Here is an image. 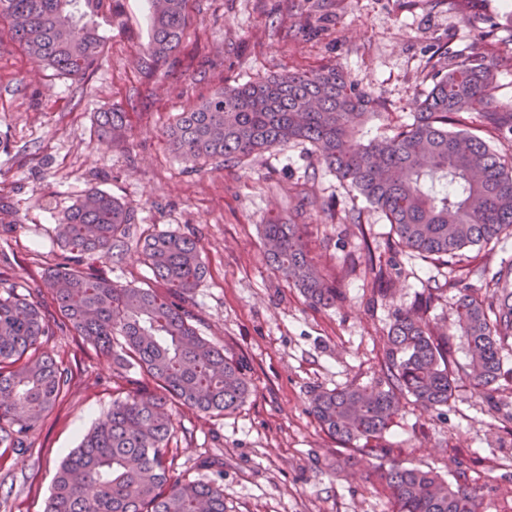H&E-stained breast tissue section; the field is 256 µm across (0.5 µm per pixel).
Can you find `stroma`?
<instances>
[{
  "label": "stroma",
  "instance_id": "1",
  "mask_svg": "<svg viewBox=\"0 0 512 512\" xmlns=\"http://www.w3.org/2000/svg\"><path fill=\"white\" fill-rule=\"evenodd\" d=\"M190 15L181 52L152 78L136 65L151 37L143 0H127L119 22L100 17L102 65L80 81L34 71L20 48L0 43V213L9 215L0 220V271L36 291L57 249L55 225L92 187L138 207L135 237L195 238L207 269L195 290L199 331L243 364L253 393L230 415L177 410V471L223 473L227 512H391L371 459L322 431L309 393L378 380L388 328L423 288L438 291L428 318L451 328L463 289L485 293L472 269L512 263V235L444 265L398 245L384 215L310 143L194 166L164 132L219 86L336 64L383 99L384 111L356 131L380 140L412 123L440 47L495 58L496 97L512 104V0H481L475 10L468 0L454 9L446 0H190ZM115 105L132 110L127 139L99 142L98 114ZM302 192L318 208L298 210ZM352 211L361 226L345 223ZM274 221L308 225L309 255L341 293L335 307L312 306L267 266L263 227ZM371 256L384 268L373 286L357 272ZM95 265L122 283L152 276L132 246ZM48 346L69 366L71 392L27 452L0 448V512H44L62 457L129 386L111 356L72 331ZM504 367L492 388L459 381L447 406L403 404L383 440L405 465L475 483L478 512H512V352Z\"/></svg>",
  "mask_w": 512,
  "mask_h": 512
}]
</instances>
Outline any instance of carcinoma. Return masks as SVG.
<instances>
[{"mask_svg":"<svg viewBox=\"0 0 512 512\" xmlns=\"http://www.w3.org/2000/svg\"><path fill=\"white\" fill-rule=\"evenodd\" d=\"M188 0H164L149 11L151 39L138 59L153 76L172 63L189 22ZM123 0H0V21L10 40L37 65L80 80L101 65L104 35L92 18L112 20ZM498 64L471 54L436 73L420 98L414 121L392 137L367 142L355 129L384 103L358 88L337 65L315 73H285L242 85L220 86L179 115L164 132L182 160L240 161L292 142H308L343 183L384 214L398 244L424 257H453L512 231V155L497 152L469 130L472 114L490 132L512 131V105L496 100ZM98 134L121 144L130 113H99ZM130 203L89 189L56 224L62 253L44 275L57 317L0 274V445L29 447L32 435L70 392L72 373L44 347L67 327L118 366L152 380L112 400L59 463L44 512H226L224 475L213 481L173 471L169 445L180 408L201 415L232 414L252 394V383L224 346L200 334L192 295L205 277L195 239L149 234L140 254L161 294L150 285L122 284L95 272L94 256L123 250L138 223ZM306 224H266V259L314 306L340 297L309 258ZM424 302L398 312L389 327L382 377L370 385L310 392L320 427L350 448L381 456L375 475L393 512H477L478 488L448 483L431 469L406 466L382 440L401 399L437 408L453 398L457 374L448 334L427 319L434 289ZM454 335L466 346L463 376L478 387L496 383L512 349V265L486 281L482 296L463 295Z\"/></svg>","mask_w":512,"mask_h":512,"instance_id":"obj_1","label":"carcinoma"}]
</instances>
